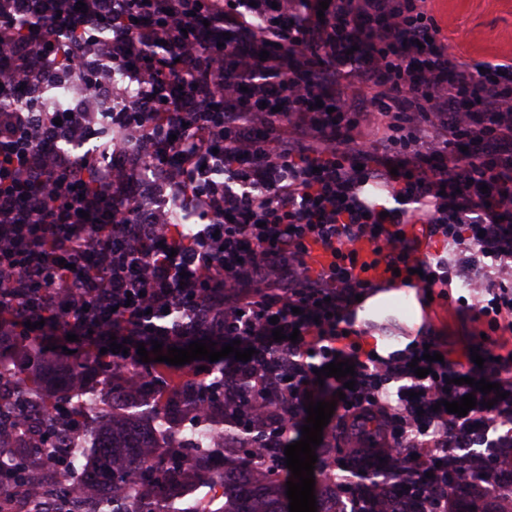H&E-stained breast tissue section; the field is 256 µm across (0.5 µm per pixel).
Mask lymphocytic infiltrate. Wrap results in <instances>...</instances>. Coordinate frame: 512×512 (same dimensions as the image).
<instances>
[{"mask_svg": "<svg viewBox=\"0 0 512 512\" xmlns=\"http://www.w3.org/2000/svg\"><path fill=\"white\" fill-rule=\"evenodd\" d=\"M18 12L41 13L52 27L104 35L113 66L137 87L122 115L125 140L163 144L174 156L157 174L169 201H191L203 230L185 244L168 225L146 220L147 200L130 186L138 168L113 162L115 148L99 130L57 124L39 109L33 86L24 103L0 112V347L15 350L27 336L66 332L98 351L126 343L112 363L138 362L139 344L169 346L182 336L223 337L252 349L248 361L224 360L226 378L259 374L262 388L291 393L294 416L308 397L344 390L333 415L353 443L413 475L409 489L429 512H459L458 501L429 478L436 465L482 467L494 458L500 480L512 479V445L499 441L477 457L456 455L448 431L477 436L512 418V382L500 380L493 352L484 364L456 363L440 344L415 340L382 357L362 351L354 308L369 284L354 276L351 246L372 237L402 278L431 291L452 283L444 266L418 260L409 224L467 243L463 265L483 257L512 268V62L470 66L451 57L428 0H276L268 9L249 0H14ZM165 41L167 54L138 60L134 50ZM274 45L260 59L257 44ZM43 37L16 41L0 25V96L15 90L22 70L51 76ZM192 76L180 82L182 73ZM476 100L480 111L460 108ZM331 112L313 115L316 101ZM384 115L374 144L340 146L335 111L354 101ZM93 138L108 160L95 191L84 189L87 159L60 152L69 138ZM491 142L494 161L450 154L451 138ZM428 145L430 154L419 152ZM413 156L415 164L399 159ZM385 186L396 204L364 194ZM333 249L335 264L314 270L311 244ZM70 270L58 282L60 263ZM43 285L32 304L29 288ZM478 312L496 330L512 329V280H498ZM189 309L204 316L196 329L149 327L148 312ZM285 338L274 341V328ZM442 361L424 360L425 351ZM350 361L352 390L343 380H318L315 364ZM419 367L429 376L417 377ZM499 383L504 399L472 393L470 379ZM406 385L396 402L390 382ZM475 394L466 416L440 401Z\"/></svg>", "mask_w": 512, "mask_h": 512, "instance_id": "lymphocytic-infiltrate-1", "label": "lymphocytic infiltrate"}]
</instances>
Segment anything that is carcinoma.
<instances>
[{
	"label": "carcinoma",
	"instance_id": "carcinoma-1",
	"mask_svg": "<svg viewBox=\"0 0 512 512\" xmlns=\"http://www.w3.org/2000/svg\"><path fill=\"white\" fill-rule=\"evenodd\" d=\"M6 19L23 40L47 32L53 42L61 78L42 100V107L50 112H66L80 98L84 111H98L88 89L94 72H87L83 79L71 76L68 52L62 48L76 44L83 55L98 60L101 44L65 30L48 32L47 21L40 14H8ZM192 320L188 312L171 310L151 323L189 327ZM47 360L34 343L19 357L0 352V380L12 378L18 385L11 406L23 419L17 426L20 435H26L33 424L39 427V437L24 446L25 454L0 453V497L10 493L13 481L28 485L32 470L29 460L45 458L70 476L69 482L59 486L56 507L45 512H78L76 505L94 488L104 492L99 512H289L285 460L272 448L262 451L266 442L276 440L281 433L279 401L274 396L266 400V420L257 418L248 403L225 408L224 361H217L207 377H191L171 390L165 377L156 371L147 381L132 387L102 369L93 355L74 353L66 362V371L75 380L74 388L48 394L41 385ZM90 373L99 377L100 386L112 398L113 411L102 410L96 423L86 422L76 413V399ZM164 394L167 402L161 406L155 396ZM204 402L210 403V413L198 423L206 430L222 432L224 444L189 448L181 442L182 416ZM68 432H85L93 437L100 434L104 441L92 448H69L64 445ZM321 452L344 461L341 480L345 481L347 496L331 507L327 490L336 484V473H331L330 482L317 489V512H374L364 505L365 485L380 484L393 490L404 479L399 472L383 469L360 472L371 456L350 457L343 434ZM194 480L206 485L222 484V496L181 505L185 488ZM441 481L455 498H468L476 492L491 499L500 496L512 500V482L503 483L491 471L481 474L459 466Z\"/></svg>",
	"mask_w": 512,
	"mask_h": 512
}]
</instances>
